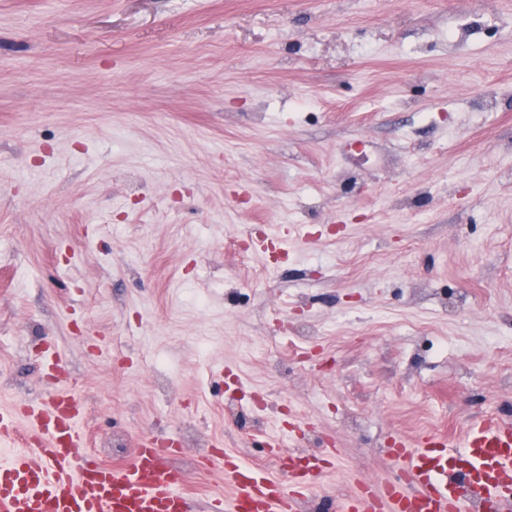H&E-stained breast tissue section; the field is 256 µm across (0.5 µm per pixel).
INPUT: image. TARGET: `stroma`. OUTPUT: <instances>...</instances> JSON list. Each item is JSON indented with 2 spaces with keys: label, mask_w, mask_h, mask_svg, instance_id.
<instances>
[{
  "label": "stroma",
  "mask_w": 512,
  "mask_h": 512,
  "mask_svg": "<svg viewBox=\"0 0 512 512\" xmlns=\"http://www.w3.org/2000/svg\"><path fill=\"white\" fill-rule=\"evenodd\" d=\"M50 347L96 458L181 443L189 512L209 443L281 477L274 423L341 448L333 501L512 421V0H0V406Z\"/></svg>",
  "instance_id": "1"
}]
</instances>
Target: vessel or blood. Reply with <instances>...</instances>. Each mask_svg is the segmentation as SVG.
<instances>
[{
  "mask_svg": "<svg viewBox=\"0 0 512 512\" xmlns=\"http://www.w3.org/2000/svg\"><path fill=\"white\" fill-rule=\"evenodd\" d=\"M82 395L59 385L50 398L0 408V512H188L184 475L169 463L174 443L147 435L131 460L105 464L86 443ZM394 474L360 481L336 503L337 512H512V422L481 421L460 447L435 436L410 443L394 437L384 450ZM280 481L223 449H205L202 464L220 472L230 496L212 497L205 512H303L339 455L327 446L298 468L295 451L278 450Z\"/></svg>",
  "mask_w": 512,
  "mask_h": 512,
  "instance_id": "1",
  "label": "vessel or blood"
}]
</instances>
